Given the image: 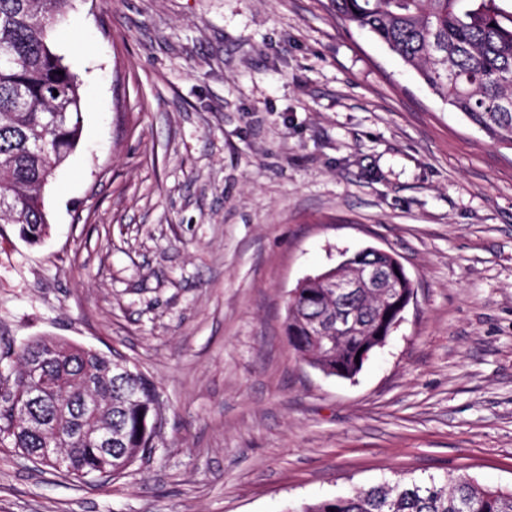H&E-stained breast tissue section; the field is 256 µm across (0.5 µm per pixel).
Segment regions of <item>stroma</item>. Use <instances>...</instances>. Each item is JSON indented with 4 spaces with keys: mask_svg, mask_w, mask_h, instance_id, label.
Masks as SVG:
<instances>
[{
    "mask_svg": "<svg viewBox=\"0 0 512 512\" xmlns=\"http://www.w3.org/2000/svg\"><path fill=\"white\" fill-rule=\"evenodd\" d=\"M82 96L37 245L0 226V350L120 353L154 457L84 483L0 446V512H299L399 478L512 488V149L330 0H72ZM374 246L415 285L351 379L300 361L289 293Z\"/></svg>",
    "mask_w": 512,
    "mask_h": 512,
    "instance_id": "obj_1",
    "label": "stroma"
}]
</instances>
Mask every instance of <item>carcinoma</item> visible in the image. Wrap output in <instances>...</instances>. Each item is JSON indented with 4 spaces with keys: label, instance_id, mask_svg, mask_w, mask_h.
<instances>
[{
    "label": "carcinoma",
    "instance_id": "cac0c4a2",
    "mask_svg": "<svg viewBox=\"0 0 512 512\" xmlns=\"http://www.w3.org/2000/svg\"><path fill=\"white\" fill-rule=\"evenodd\" d=\"M72 0H0V219L19 225L29 242L47 235L42 190L76 148L82 132V103L73 73L47 42V29ZM501 0H331L336 18L371 33L415 68L444 103L461 113L494 143L512 147V11ZM58 95H53V92ZM353 265L396 263L393 254L366 248L349 256ZM330 268L288 299L285 335L289 347L327 376L351 379L363 367L358 352L386 343L414 297L402 274L395 288H369L352 305L357 320L336 326V291ZM51 344L64 355L48 359L42 373L54 393L37 409L36 422H15L12 408L0 405V444L22 455L55 438L68 449V467L52 458L39 464L79 479L100 475V449L92 440L99 424L112 419L122 444L112 455L116 479L157 448L162 423L154 383L127 358L108 356L63 340L34 339L0 351V394L20 401L27 392L25 369L40 347ZM124 361L130 375L110 366ZM93 379L101 401L93 412L83 383ZM298 512H512V490L458 475L443 482L398 480L354 489L346 496L303 505Z\"/></svg>",
    "mask_w": 512,
    "mask_h": 512
}]
</instances>
